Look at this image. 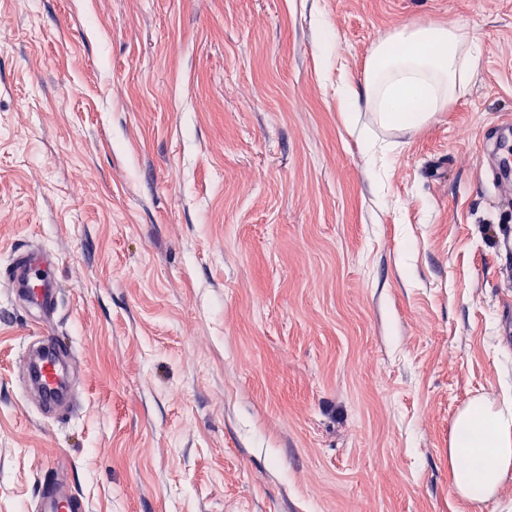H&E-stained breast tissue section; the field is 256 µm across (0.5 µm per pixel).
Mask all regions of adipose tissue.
I'll return each mask as SVG.
<instances>
[{
	"label": "adipose tissue",
	"instance_id": "adipose-tissue-1",
	"mask_svg": "<svg viewBox=\"0 0 512 512\" xmlns=\"http://www.w3.org/2000/svg\"><path fill=\"white\" fill-rule=\"evenodd\" d=\"M481 60L475 38L440 24L403 25L371 52L362 91L339 83L336 94L353 117L365 99L381 126L421 127L444 103L465 94ZM452 488L461 501H487L512 472V393L471 400L454 420L448 448Z\"/></svg>",
	"mask_w": 512,
	"mask_h": 512
}]
</instances>
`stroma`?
Returning <instances> with one entry per match:
<instances>
[{
    "instance_id": "1",
    "label": "stroma",
    "mask_w": 512,
    "mask_h": 512,
    "mask_svg": "<svg viewBox=\"0 0 512 512\" xmlns=\"http://www.w3.org/2000/svg\"><path fill=\"white\" fill-rule=\"evenodd\" d=\"M428 22L478 39L467 94L348 128L338 80ZM508 123L512 0H0V266L57 259L77 405L24 390L0 288V512L51 483L83 512H470L455 416L512 387Z\"/></svg>"
}]
</instances>
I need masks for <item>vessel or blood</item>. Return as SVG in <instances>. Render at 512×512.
<instances>
[{
	"label": "vessel or blood",
	"mask_w": 512,
	"mask_h": 512,
	"mask_svg": "<svg viewBox=\"0 0 512 512\" xmlns=\"http://www.w3.org/2000/svg\"><path fill=\"white\" fill-rule=\"evenodd\" d=\"M0 285L10 289L26 306L44 312L45 328L37 336L36 351L25 353L19 368L28 379L43 405L68 414L73 406L69 394L65 351L53 333L48 332L59 298L58 268L53 255L42 250H14L13 257L0 272ZM79 498L70 490L42 491L34 504V512H79Z\"/></svg>",
	"instance_id": "vessel-or-blood-1"
}]
</instances>
